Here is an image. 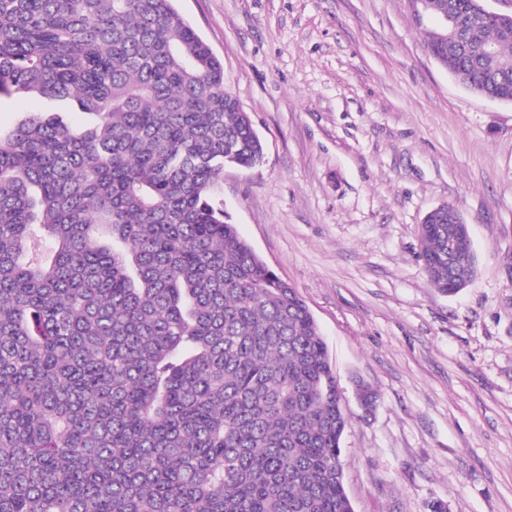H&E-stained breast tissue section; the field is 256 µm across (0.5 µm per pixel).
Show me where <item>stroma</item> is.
Instances as JSON below:
<instances>
[{
	"mask_svg": "<svg viewBox=\"0 0 512 512\" xmlns=\"http://www.w3.org/2000/svg\"><path fill=\"white\" fill-rule=\"evenodd\" d=\"M175 6L263 142L262 165L225 168L224 208L327 344L354 512H512V104L436 63L410 0ZM442 204L477 259L453 296L417 235Z\"/></svg>",
	"mask_w": 512,
	"mask_h": 512,
	"instance_id": "stroma-1",
	"label": "stroma"
}]
</instances>
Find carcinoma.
Returning <instances> with one entry per match:
<instances>
[{"label": "carcinoma", "mask_w": 512, "mask_h": 512, "mask_svg": "<svg viewBox=\"0 0 512 512\" xmlns=\"http://www.w3.org/2000/svg\"><path fill=\"white\" fill-rule=\"evenodd\" d=\"M422 1L455 18L434 60L512 103V22ZM24 94L46 106L0 132V512H354L326 344L218 197L262 140L174 0H0V98ZM463 231L418 226L447 295L476 273Z\"/></svg>", "instance_id": "obj_1"}]
</instances>
